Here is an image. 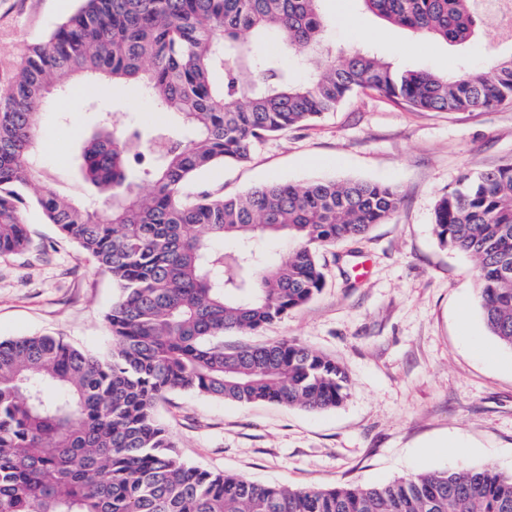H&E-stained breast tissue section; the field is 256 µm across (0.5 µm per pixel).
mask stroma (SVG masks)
<instances>
[{
    "instance_id": "stroma-1",
    "label": "stroma",
    "mask_w": 512,
    "mask_h": 512,
    "mask_svg": "<svg viewBox=\"0 0 512 512\" xmlns=\"http://www.w3.org/2000/svg\"><path fill=\"white\" fill-rule=\"evenodd\" d=\"M353 24L321 0L335 58L370 47L404 68L485 72L512 57V27L452 46L385 23L346 0ZM76 0H0V94L16 63ZM87 81L44 104L37 164L45 182L84 201L70 166L96 123L80 108L101 95ZM512 161V102L488 111H416L372 90L352 93L312 125L259 144L243 165L196 175L186 191L234 196L272 181L367 180L397 187L403 203L361 240L321 248L325 283L307 304L225 348L294 339L338 361L343 403L309 411L232 404L177 391L158 414L187 463L291 488L370 485L418 473L491 465L512 475V350L485 330L475 261L441 246L439 198L467 173ZM30 250L0 254V340L49 334L94 353L112 346L111 277L61 238L35 206L24 211ZM478 336L473 347L469 336Z\"/></svg>"
}]
</instances>
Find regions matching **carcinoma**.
Instances as JSON below:
<instances>
[{"instance_id":"1","label":"carcinoma","mask_w":512,"mask_h":512,"mask_svg":"<svg viewBox=\"0 0 512 512\" xmlns=\"http://www.w3.org/2000/svg\"><path fill=\"white\" fill-rule=\"evenodd\" d=\"M320 0H77L17 64L0 97V254L30 244L21 205L112 276L113 347L95 355L62 339L0 342V512H512V475L493 466L329 489L260 485L183 461L159 422L174 391L311 411L339 406L336 360L283 339L225 349L224 332H255L323 287L319 249L363 237L402 203L389 185L271 182L236 196L184 189L199 172L245 163L270 136L314 123L371 89L420 111L487 110L512 101V59L454 77L398 71L361 49L296 84L280 50L330 54ZM382 19L450 44L480 27L476 0H362ZM270 38L277 49L257 42ZM222 72L218 84L214 74ZM140 85L173 121L128 125L101 113L82 142L92 209L41 184L40 111L74 80ZM440 244L478 263L487 332L512 349V163L466 174L439 200ZM271 236L295 247L271 264Z\"/></svg>"}]
</instances>
